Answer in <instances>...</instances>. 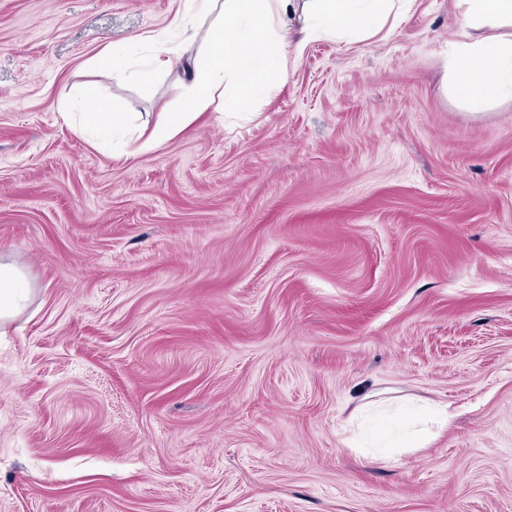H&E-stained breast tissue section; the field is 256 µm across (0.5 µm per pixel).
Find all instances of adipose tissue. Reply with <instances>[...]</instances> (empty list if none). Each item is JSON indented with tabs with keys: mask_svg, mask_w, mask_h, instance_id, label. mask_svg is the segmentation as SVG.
I'll return each mask as SVG.
<instances>
[{
	"mask_svg": "<svg viewBox=\"0 0 512 512\" xmlns=\"http://www.w3.org/2000/svg\"><path fill=\"white\" fill-rule=\"evenodd\" d=\"M412 0H186L177 41L163 43L141 65H133V42L105 47L96 59L113 77L150 81L157 73H174L192 52L197 19L219 13L225 25L210 33L211 47L198 60L185 84L187 106L171 113L166 125L139 128L140 151L173 138L206 112H243L251 101L269 97L275 80H287L280 57L289 45L311 39L362 40L380 32L390 16L402 15ZM461 34L451 49L448 68L458 98L482 103L512 99V0H457ZM296 23H289V16ZM234 51H225V44ZM73 130L103 145L122 141L129 132L123 113L88 95L67 113ZM32 284L25 268L0 260V325L25 311Z\"/></svg>",
	"mask_w": 512,
	"mask_h": 512,
	"instance_id": "ef3b65f1",
	"label": "adipose tissue"
}]
</instances>
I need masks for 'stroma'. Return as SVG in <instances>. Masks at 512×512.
I'll return each mask as SVG.
<instances>
[{
    "instance_id": "35a3bbf8",
    "label": "stroma",
    "mask_w": 512,
    "mask_h": 512,
    "mask_svg": "<svg viewBox=\"0 0 512 512\" xmlns=\"http://www.w3.org/2000/svg\"><path fill=\"white\" fill-rule=\"evenodd\" d=\"M183 0H0V512H512V100L446 92L455 0L288 51L142 154L63 117L185 100L94 67ZM444 407L426 447L380 411ZM32 284L25 268L14 261L0 258V325L14 320L27 309Z\"/></svg>"
}]
</instances>
